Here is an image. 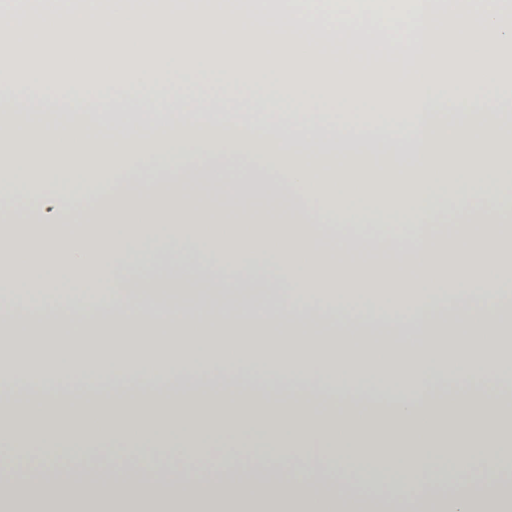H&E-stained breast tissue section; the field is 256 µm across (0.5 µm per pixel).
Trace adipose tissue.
<instances>
[{"mask_svg":"<svg viewBox=\"0 0 512 512\" xmlns=\"http://www.w3.org/2000/svg\"><path fill=\"white\" fill-rule=\"evenodd\" d=\"M80 74L36 51L0 64V141L14 117L46 120L64 139L91 122L84 171L92 192L55 189L64 168L38 171L42 190L13 198L24 224H0V329L21 354L0 380V411L32 412L27 446L0 428V512L21 501L56 512H512V488L485 492L488 473L457 493L433 486L397 499L391 460L436 449L458 460L470 448L512 444V396L496 384L512 335V186L490 190L495 207H459L470 196V159L459 143H490L512 130V83L454 78L440 84L376 48L324 36H112L68 45ZM373 73L395 87L376 103L387 126L339 124L328 101L352 95L351 77ZM134 99L136 112L113 111ZM143 131L151 150L125 144ZM263 151L247 180L243 156ZM349 156L341 174L362 195L384 185L407 215V236L378 244L345 232L346 202L309 205L313 160ZM448 163V193L434 171ZM261 197L286 220L277 251L248 245L233 229L200 234L227 214L247 224ZM461 213L459 223L444 222ZM170 246L192 247L198 277L224 300L203 299L185 321L162 320L151 285L129 271ZM249 268L267 281L274 307L252 313L227 299ZM388 403L387 422L368 410ZM265 442L224 466L226 436L247 424ZM117 441L112 485L90 491L69 454L92 457ZM310 461L287 481L286 457ZM188 457L206 481L162 478ZM358 470L364 494L333 471Z\"/></svg>","mask_w":512,"mask_h":512,"instance_id":"1","label":"adipose tissue"}]
</instances>
